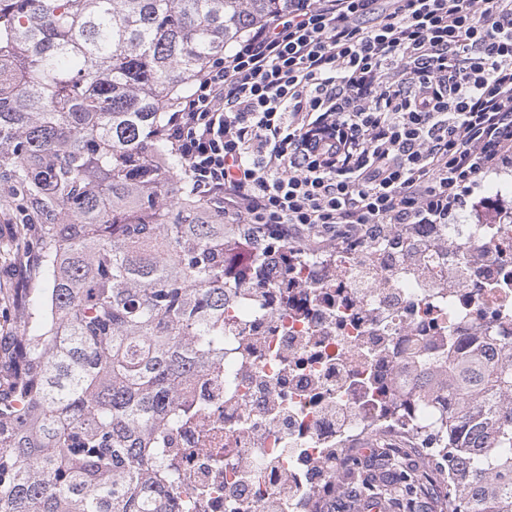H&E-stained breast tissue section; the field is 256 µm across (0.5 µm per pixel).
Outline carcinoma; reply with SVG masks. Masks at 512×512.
<instances>
[{
	"label": "carcinoma",
	"instance_id": "obj_1",
	"mask_svg": "<svg viewBox=\"0 0 512 512\" xmlns=\"http://www.w3.org/2000/svg\"><path fill=\"white\" fill-rule=\"evenodd\" d=\"M288 0H0V171L52 212L0 346V512H172L159 434L224 353V289L250 226L201 202L154 135L201 72ZM444 385L423 436L448 512H512V361L459 349L394 409Z\"/></svg>",
	"mask_w": 512,
	"mask_h": 512
}]
</instances>
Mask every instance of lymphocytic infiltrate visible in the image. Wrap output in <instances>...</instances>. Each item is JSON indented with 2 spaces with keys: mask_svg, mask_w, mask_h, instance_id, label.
<instances>
[{
  "mask_svg": "<svg viewBox=\"0 0 512 512\" xmlns=\"http://www.w3.org/2000/svg\"><path fill=\"white\" fill-rule=\"evenodd\" d=\"M160 134L225 223L292 246L453 223L512 167V0H288Z\"/></svg>",
  "mask_w": 512,
  "mask_h": 512,
  "instance_id": "1",
  "label": "lymphocytic infiltrate"
}]
</instances>
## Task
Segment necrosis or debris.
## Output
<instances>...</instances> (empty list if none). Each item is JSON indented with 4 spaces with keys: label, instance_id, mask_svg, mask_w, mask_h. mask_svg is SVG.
Masks as SVG:
<instances>
[{
    "label": "necrosis or debris",
    "instance_id": "1",
    "mask_svg": "<svg viewBox=\"0 0 512 512\" xmlns=\"http://www.w3.org/2000/svg\"><path fill=\"white\" fill-rule=\"evenodd\" d=\"M285 264L257 259L266 283L224 296V356L180 392L161 433L175 512H321L348 449L417 440L447 396L387 404L419 359L460 341L512 342V197L495 192L454 224Z\"/></svg>",
    "mask_w": 512,
    "mask_h": 512
}]
</instances>
